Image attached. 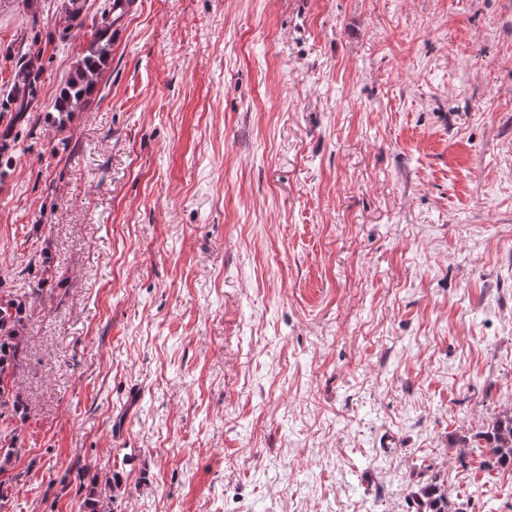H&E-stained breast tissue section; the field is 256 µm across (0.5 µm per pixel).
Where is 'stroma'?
<instances>
[{
  "label": "stroma",
  "instance_id": "obj_1",
  "mask_svg": "<svg viewBox=\"0 0 512 512\" xmlns=\"http://www.w3.org/2000/svg\"><path fill=\"white\" fill-rule=\"evenodd\" d=\"M0 0V88L44 48L0 165L27 419L0 512H462L512 476L455 440L512 407V0H134L98 93L45 117L99 19ZM90 485L85 500L88 512H112V493L120 486L118 475L112 472L101 475L96 472L90 479ZM408 499L412 512H462L455 509L448 497V485L435 473L425 483L409 486Z\"/></svg>",
  "mask_w": 512,
  "mask_h": 512
}]
</instances>
